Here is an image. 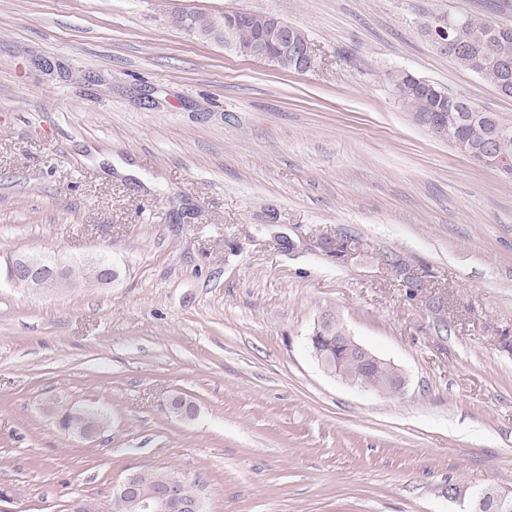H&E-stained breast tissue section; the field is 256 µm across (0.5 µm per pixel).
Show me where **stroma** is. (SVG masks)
I'll return each instance as SVG.
<instances>
[{"label":"stroma","instance_id":"obj_1","mask_svg":"<svg viewBox=\"0 0 512 512\" xmlns=\"http://www.w3.org/2000/svg\"><path fill=\"white\" fill-rule=\"evenodd\" d=\"M237 8L304 30L314 66L174 23ZM424 12L512 27V0H0V269L118 271L0 288V512H111L148 467L206 512H470L449 485L512 487V173L419 126L388 75L507 117L512 98L434 49ZM326 312L402 394L322 369ZM49 403L109 429L62 434ZM10 275L0 279L1 286L7 285L10 288L17 284H24L33 292H45L57 288H66L71 280L63 264L55 261L48 265L43 258L34 255H19L8 260Z\"/></svg>","mask_w":512,"mask_h":512}]
</instances>
